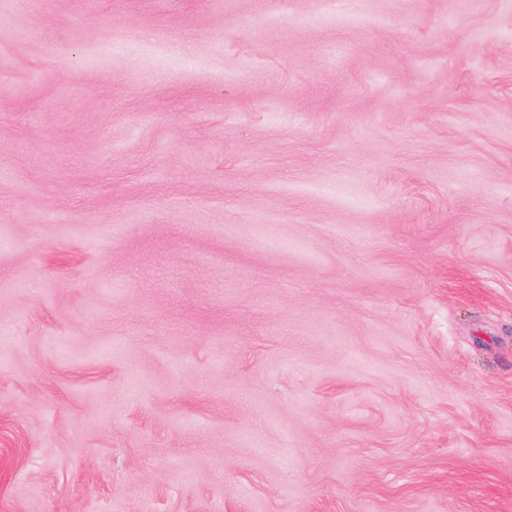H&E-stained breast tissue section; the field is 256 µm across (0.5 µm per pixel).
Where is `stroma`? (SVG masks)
<instances>
[{
  "label": "stroma",
  "instance_id": "35a3bbf8",
  "mask_svg": "<svg viewBox=\"0 0 512 512\" xmlns=\"http://www.w3.org/2000/svg\"><path fill=\"white\" fill-rule=\"evenodd\" d=\"M0 512H512V0H0Z\"/></svg>",
  "mask_w": 512,
  "mask_h": 512
}]
</instances>
